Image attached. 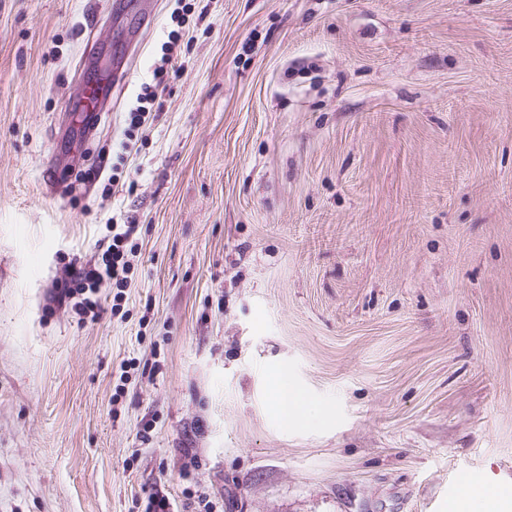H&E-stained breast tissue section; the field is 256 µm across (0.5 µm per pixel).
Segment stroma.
Here are the masks:
<instances>
[{"label":"stroma","instance_id":"35a3bbf8","mask_svg":"<svg viewBox=\"0 0 512 512\" xmlns=\"http://www.w3.org/2000/svg\"><path fill=\"white\" fill-rule=\"evenodd\" d=\"M128 2L0 0V512L512 497V0ZM125 58L75 150L70 97ZM110 219L131 281L82 320ZM167 41L162 45L163 56L161 64L154 69V82L144 83L140 92L137 94L136 101L137 107L129 114V124L125 130V140L119 143V148L123 153H126L133 141V134L135 130H139L144 125L146 117L153 111V106L159 98V93L165 90L164 82L165 77L168 75V65H172L174 61L175 48L178 46L179 33L176 30H171L167 35ZM106 225H110L112 235L101 258L90 267H75L70 281H65L63 288L64 297L77 299L73 303L77 314H87L89 311L92 313L91 320H95L102 310L98 299L92 298V295L99 294L102 288H116L120 291L113 297L115 302L121 296L122 288L127 287L131 271L129 255L134 252V245L130 241L135 233V225ZM71 284L75 287H71ZM269 396L276 412L288 423V418L302 416L306 403L300 394L288 384V376L280 372L272 381Z\"/></svg>","mask_w":512,"mask_h":512}]
</instances>
